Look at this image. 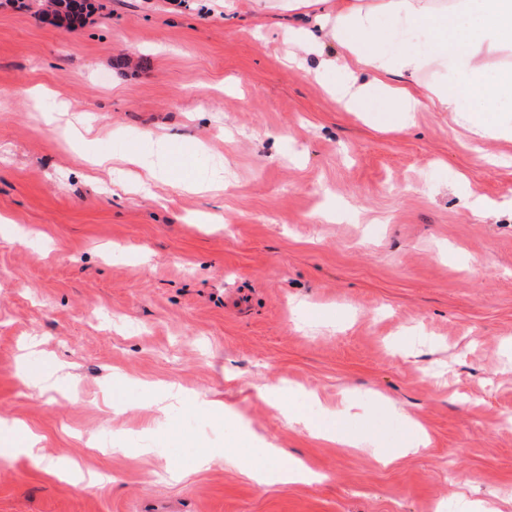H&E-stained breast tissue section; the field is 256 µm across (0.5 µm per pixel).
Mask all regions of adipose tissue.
I'll list each match as a JSON object with an SVG mask.
<instances>
[{
  "mask_svg": "<svg viewBox=\"0 0 512 512\" xmlns=\"http://www.w3.org/2000/svg\"><path fill=\"white\" fill-rule=\"evenodd\" d=\"M303 51L333 46L321 60L342 73L360 112H453L473 135L512 139V0H291ZM259 484L314 480L301 461L269 449Z\"/></svg>",
  "mask_w": 512,
  "mask_h": 512,
  "instance_id": "ef3b65f1",
  "label": "adipose tissue"
}]
</instances>
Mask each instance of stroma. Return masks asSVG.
Wrapping results in <instances>:
<instances>
[{
    "label": "stroma",
    "instance_id": "obj_1",
    "mask_svg": "<svg viewBox=\"0 0 512 512\" xmlns=\"http://www.w3.org/2000/svg\"><path fill=\"white\" fill-rule=\"evenodd\" d=\"M99 2L0 0V445L43 446L0 457V512H512V142L346 109L284 0ZM385 398L427 448L318 438L399 447ZM264 448L316 481L257 484ZM38 2V8L32 15L37 20H43L44 15H56L59 18L69 19L74 17L69 29H74L81 23L80 17L88 9L95 10V4L91 0H45ZM383 405L389 412L401 416L406 421L408 427V435L400 445V448H394L381 456L383 463L388 464L392 462L396 455L417 453L427 446L428 440L426 434L415 419L407 414L405 415L399 407L392 403H385ZM316 433L323 440L335 442L348 448H375L372 446L377 442L369 432L350 433L336 430V426L317 428Z\"/></svg>",
    "mask_w": 512,
    "mask_h": 512
}]
</instances>
